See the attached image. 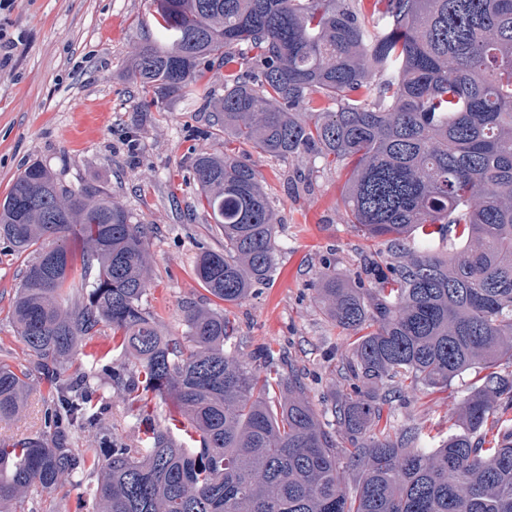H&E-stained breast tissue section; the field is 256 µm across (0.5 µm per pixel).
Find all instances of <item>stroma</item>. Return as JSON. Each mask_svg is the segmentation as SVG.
<instances>
[{"label":"stroma","instance_id":"obj_1","mask_svg":"<svg viewBox=\"0 0 512 512\" xmlns=\"http://www.w3.org/2000/svg\"><path fill=\"white\" fill-rule=\"evenodd\" d=\"M156 33L150 0H11L0 10V35L13 43L0 63V198L34 162L68 185L108 193L133 222L152 228L145 306L158 329L182 335L190 305L228 308L238 351L262 350L274 364L292 363L321 418L331 419L333 392L342 383L335 365L349 341L315 302L313 286L326 265L353 271L387 245L347 224L345 172L310 152L285 161L254 154L250 161L280 221L273 273L230 307L206 293L193 276L194 262L201 248L223 251L224 236L197 203L188 172L195 155L224 150L218 121L224 70L206 71L205 94L195 104L172 96L159 110L143 111L131 73L137 47ZM24 268V258L0 239V361L14 367L33 364L11 321ZM473 378L469 371L448 388L397 396L383 416L397 428L418 424L447 434ZM48 392L32 378L27 406L15 420L0 422V440L35 432ZM98 405L112 422L111 438L138 447L144 425L137 410L105 378ZM91 483L75 478L18 512H74Z\"/></svg>","mask_w":512,"mask_h":512}]
</instances>
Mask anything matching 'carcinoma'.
<instances>
[{
	"label": "carcinoma",
	"mask_w": 512,
	"mask_h": 512,
	"mask_svg": "<svg viewBox=\"0 0 512 512\" xmlns=\"http://www.w3.org/2000/svg\"><path fill=\"white\" fill-rule=\"evenodd\" d=\"M377 4L367 17L356 0H151L161 39L138 48L132 75L153 92L147 111L197 99L211 66L236 65L221 111L244 155L191 167L224 230V252L202 251L194 274L226 304L274 265L277 217L244 156L351 166L347 223L386 239L393 260L328 266L315 288L355 337L336 427L294 369L263 375L262 352L232 351L226 313L189 309L183 335H162L144 306L149 225L32 163L0 200V238L28 257L12 321L51 393L40 429L0 447V512L80 475L95 478L92 512H512V371L492 370L512 366V0ZM435 236L459 247L439 253ZM105 327L112 346L60 380ZM479 365L490 372L436 447L417 425L378 428L396 388H446ZM30 375L0 364V420L24 409ZM102 375L143 402L141 447L108 438ZM151 396L176 402L195 445L156 419ZM88 426L96 447H72Z\"/></svg>",
	"instance_id": "carcinoma-1"
}]
</instances>
